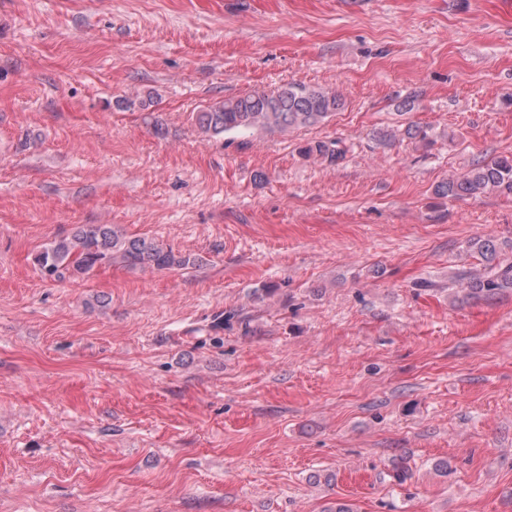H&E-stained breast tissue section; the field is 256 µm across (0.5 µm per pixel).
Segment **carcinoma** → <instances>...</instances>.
Returning <instances> with one entry per match:
<instances>
[{"instance_id": "1", "label": "carcinoma", "mask_w": 512, "mask_h": 512, "mask_svg": "<svg viewBox=\"0 0 512 512\" xmlns=\"http://www.w3.org/2000/svg\"><path fill=\"white\" fill-rule=\"evenodd\" d=\"M341 97L321 87L288 83L270 93L254 92L227 98L196 115L202 133L212 137L247 133L285 132L320 126L343 108ZM306 158L335 165L345 156L336 140L313 141L299 147ZM435 193L450 200L478 199L487 194L512 196V155L478 161L459 177L441 182ZM483 269L457 276L463 299L489 298L512 288V261L501 257L494 237L471 242ZM143 269H173L190 265L188 257L152 240L126 237L110 224H82L52 241L36 257L40 270L61 279L84 276L95 268L116 261Z\"/></svg>"}]
</instances>
